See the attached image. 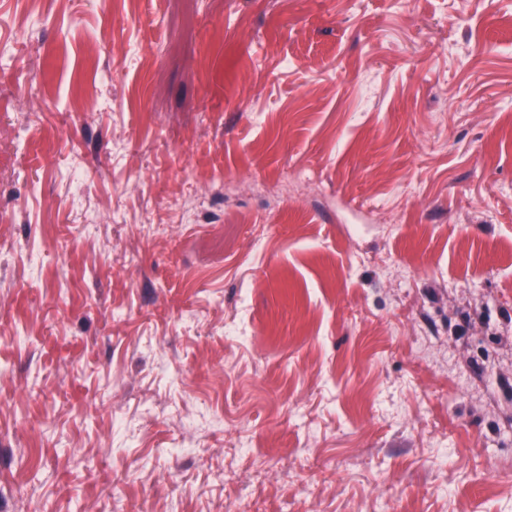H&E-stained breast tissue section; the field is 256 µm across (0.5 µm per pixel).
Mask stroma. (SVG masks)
I'll list each match as a JSON object with an SVG mask.
<instances>
[{"mask_svg": "<svg viewBox=\"0 0 512 512\" xmlns=\"http://www.w3.org/2000/svg\"><path fill=\"white\" fill-rule=\"evenodd\" d=\"M1 45L0 512H512V0Z\"/></svg>", "mask_w": 512, "mask_h": 512, "instance_id": "obj_1", "label": "stroma"}]
</instances>
